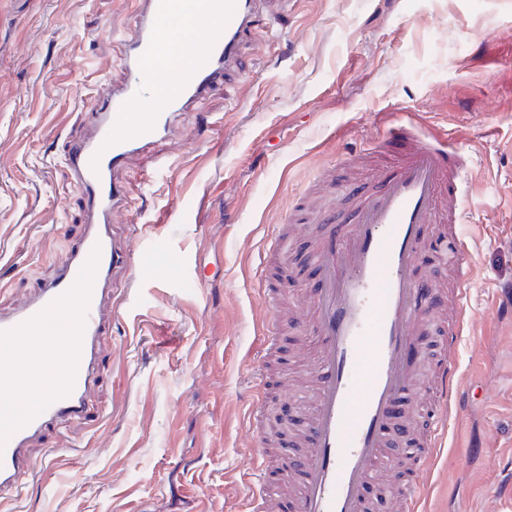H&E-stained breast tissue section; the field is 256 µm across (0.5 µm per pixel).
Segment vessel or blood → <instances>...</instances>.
<instances>
[{
    "instance_id": "obj_1",
    "label": "vessel or blood",
    "mask_w": 512,
    "mask_h": 512,
    "mask_svg": "<svg viewBox=\"0 0 512 512\" xmlns=\"http://www.w3.org/2000/svg\"><path fill=\"white\" fill-rule=\"evenodd\" d=\"M134 21L119 38L123 76L97 88L93 121L73 136L63 172L84 202L81 238L61 256L54 274L24 301L0 309V378L8 376L19 338L73 337L57 358L49 389L32 379L0 418V512H18L24 479L37 472L32 444L51 427L86 417L101 339L112 317L118 271L141 276L166 260L148 249L133 256L115 240V217L126 206L119 172L133 156L181 133V120L211 89L241 74L243 46L269 0H132ZM373 191L349 209L318 211L321 239L310 260L321 278L306 304L308 336L316 344L313 387L305 407L301 448L272 457L265 438L250 450L251 512H369V489L386 464L397 462L406 434L395 414L420 392L431 396L427 448H437L451 411L469 400L454 361L468 321L466 288L452 291L445 360L431 381L410 368L416 327L441 302L416 274L427 225L446 224L455 255L467 252L458 226L463 169L449 145L413 129L390 130ZM425 471L390 488L403 512H417Z\"/></svg>"
}]
</instances>
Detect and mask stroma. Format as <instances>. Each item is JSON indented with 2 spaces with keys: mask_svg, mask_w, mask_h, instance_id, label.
<instances>
[{
  "mask_svg": "<svg viewBox=\"0 0 512 512\" xmlns=\"http://www.w3.org/2000/svg\"><path fill=\"white\" fill-rule=\"evenodd\" d=\"M132 21L130 0H0L1 308L51 277L83 232L61 161L91 120L88 73L120 77L113 38ZM244 59L179 141L120 174L121 245L139 251L130 226L155 225L175 264L134 281L117 272L122 306L101 342L93 406L36 441L45 465L23 512H246L254 385L269 410L311 385L300 330L303 295L319 285L308 260L319 233L288 232L293 283L271 352L264 295L282 281L263 261L275 228L333 166L318 200L350 205L351 181L370 177L399 112L424 138L451 137L463 162L474 314L456 355L471 407L451 414L427 458L418 512H512V0H273ZM160 155L171 166L159 173ZM455 264L422 243L418 271L437 295ZM447 319L436 309L419 325L426 368Z\"/></svg>",
  "mask_w": 512,
  "mask_h": 512,
  "instance_id": "35a3bbf8",
  "label": "stroma"
}]
</instances>
